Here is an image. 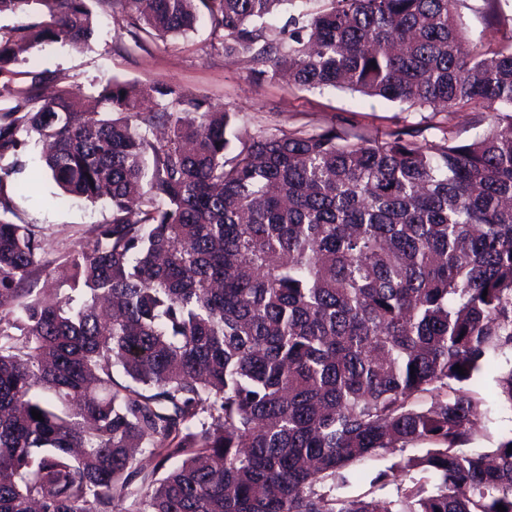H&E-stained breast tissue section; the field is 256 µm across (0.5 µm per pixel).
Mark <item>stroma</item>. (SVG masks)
Wrapping results in <instances>:
<instances>
[{"label":"stroma","mask_w":512,"mask_h":512,"mask_svg":"<svg viewBox=\"0 0 512 512\" xmlns=\"http://www.w3.org/2000/svg\"><path fill=\"white\" fill-rule=\"evenodd\" d=\"M92 9L96 27L89 46L74 48L48 42L23 53L20 69L54 72L56 79L44 85V93L64 90L89 104L115 78L142 85L166 83L206 99L215 108L235 111L237 127L252 132L274 124L317 131L334 124L364 134L405 129L433 140L448 127L458 139L468 140L483 128L475 112H415L398 103L345 91L311 93L281 80L254 79L241 64L225 56L205 17L199 19L194 31L161 39L146 37L130 26L126 17L113 11L112 0H94ZM21 162V170L12 176L17 188L15 210L23 222L37 225L47 235L51 242L49 259L78 246L91 227L109 219L105 203L62 195L42 174L37 145L27 147ZM497 373V367H489L472 385L494 409L487 436L478 442L482 448L490 447L492 439L512 429V413L494 407Z\"/></svg>","instance_id":"stroma-1"}]
</instances>
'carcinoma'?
I'll return each instance as SVG.
<instances>
[{
	"mask_svg": "<svg viewBox=\"0 0 512 512\" xmlns=\"http://www.w3.org/2000/svg\"><path fill=\"white\" fill-rule=\"evenodd\" d=\"M88 2L0 0L39 15L0 28V512H512V429L473 447L471 389L503 360L512 411V34L477 50L463 0H112L149 37L206 15L300 90L488 119L468 141L247 134L161 83L115 79L102 111L41 98L52 73L18 55L87 46ZM32 141L110 207L54 267L12 220ZM387 457L370 483L395 496L340 493Z\"/></svg>",
	"mask_w": 512,
	"mask_h": 512,
	"instance_id": "obj_1",
	"label": "carcinoma"
}]
</instances>
